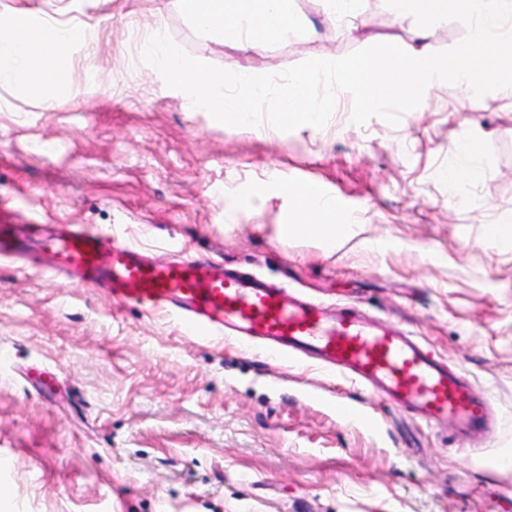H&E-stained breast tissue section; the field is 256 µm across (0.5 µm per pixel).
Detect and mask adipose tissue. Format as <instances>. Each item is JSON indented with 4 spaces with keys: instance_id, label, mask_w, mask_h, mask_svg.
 Returning <instances> with one entry per match:
<instances>
[{
    "instance_id": "1",
    "label": "adipose tissue",
    "mask_w": 512,
    "mask_h": 512,
    "mask_svg": "<svg viewBox=\"0 0 512 512\" xmlns=\"http://www.w3.org/2000/svg\"><path fill=\"white\" fill-rule=\"evenodd\" d=\"M179 6L203 34L220 44L242 51H261L269 44L283 41L309 25L297 16L289 0H178ZM82 44L87 55H94V38L87 29L49 23L20 11L9 18L0 17V86L25 90L55 87L53 73L46 67L49 55L60 54L74 44ZM462 165L448 171V197L461 200V187L478 172L483 156L481 136L464 134L455 143ZM297 211L307 214L308 223L282 224L278 238L287 241L299 234L324 245H333L348 232L335 203L318 204L307 199L302 189L291 188Z\"/></svg>"
}]
</instances>
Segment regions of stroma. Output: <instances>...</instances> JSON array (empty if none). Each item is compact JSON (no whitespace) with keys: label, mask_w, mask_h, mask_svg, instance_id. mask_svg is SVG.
<instances>
[{"label":"stroma","mask_w":512,"mask_h":512,"mask_svg":"<svg viewBox=\"0 0 512 512\" xmlns=\"http://www.w3.org/2000/svg\"><path fill=\"white\" fill-rule=\"evenodd\" d=\"M293 7L314 31L258 54L199 36L175 0H0V14L86 26L97 44L94 62L77 48L52 60L70 95L0 86V203L42 224H117L159 255L361 305L489 389L491 429L458 438L341 378L185 335L5 259L0 512H512V247L494 238L512 225V107L464 111V90L448 84L395 126L352 123L348 95L317 130L235 129L190 111L142 60L158 22L191 56L253 73L420 33L383 0H364L374 22L355 33L324 22L319 0ZM464 133L483 136L485 158L458 204L444 174ZM285 182L322 184L374 248L280 242L278 225L302 221ZM240 184L265 195L262 211L226 203ZM25 366L53 370L52 393ZM339 396L375 408L383 432L338 416Z\"/></svg>","instance_id":"1"}]
</instances>
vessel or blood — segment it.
I'll return each mask as SVG.
<instances>
[{
	"instance_id": "1",
	"label": "vessel or blood",
	"mask_w": 512,
	"mask_h": 512,
	"mask_svg": "<svg viewBox=\"0 0 512 512\" xmlns=\"http://www.w3.org/2000/svg\"><path fill=\"white\" fill-rule=\"evenodd\" d=\"M0 256L55 280L96 288L118 308L162 311L185 332L229 336L291 365L312 360L410 418L453 423L470 437L487 426L491 394L397 323L353 304L329 305L254 274L190 255H154L85 224H0ZM338 415L379 430L374 409L337 399Z\"/></svg>"
}]
</instances>
